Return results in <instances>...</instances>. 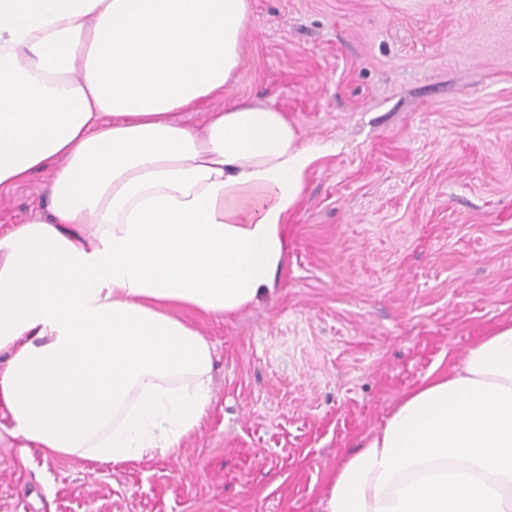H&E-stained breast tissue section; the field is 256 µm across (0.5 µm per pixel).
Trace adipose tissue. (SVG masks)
<instances>
[{"label": "adipose tissue", "instance_id": "ef3b65f1", "mask_svg": "<svg viewBox=\"0 0 512 512\" xmlns=\"http://www.w3.org/2000/svg\"><path fill=\"white\" fill-rule=\"evenodd\" d=\"M249 0H0V191L49 200L0 234V407L45 456L176 453L212 403L222 318L276 289L315 150L222 99ZM319 512H512V318L406 390Z\"/></svg>", "mask_w": 512, "mask_h": 512}]
</instances>
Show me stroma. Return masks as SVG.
I'll list each match as a JSON object with an SVG mask.
<instances>
[{"instance_id":"35a3bbf8","label":"stroma","mask_w":512,"mask_h":512,"mask_svg":"<svg viewBox=\"0 0 512 512\" xmlns=\"http://www.w3.org/2000/svg\"><path fill=\"white\" fill-rule=\"evenodd\" d=\"M225 98L319 148L276 291L191 318L214 402L177 453L105 465L0 437V512H316L404 391L512 317V0H251ZM46 174L0 192V229Z\"/></svg>"}]
</instances>
